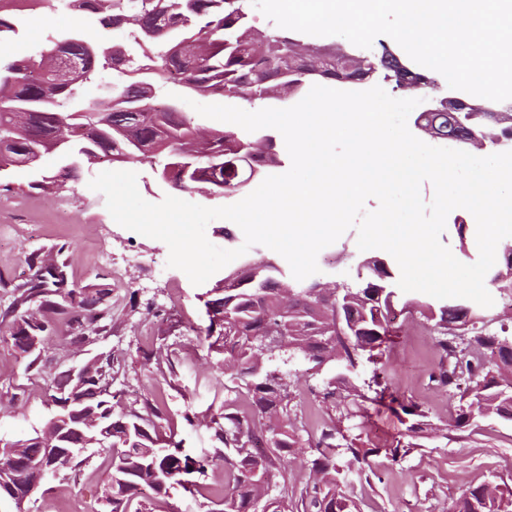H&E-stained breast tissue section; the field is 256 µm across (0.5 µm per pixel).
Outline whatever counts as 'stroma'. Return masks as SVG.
<instances>
[{"mask_svg":"<svg viewBox=\"0 0 512 512\" xmlns=\"http://www.w3.org/2000/svg\"><path fill=\"white\" fill-rule=\"evenodd\" d=\"M24 16L23 33L11 47L20 55L43 49L50 33L91 30L108 46L116 38L90 14H62L37 5ZM113 168L103 157L84 160L80 177L60 189L29 188L16 167L0 171V313L13 303L15 284L32 276L29 255L66 246L70 282L111 289L112 315L105 328L81 346L71 344L66 325H58L44 349L49 366L61 371L97 354H111L127 389L116 398V409L132 404L137 393L157 397L172 421L174 439L185 451L214 454L221 446L206 418L223 411L228 394L223 357L203 340L209 324L204 305L209 286L193 285L183 271L168 267L164 242L114 221L104 195L89 187L91 179ZM364 257L356 229H349L319 252L318 277L343 282L354 276ZM396 322L398 335L375 362L364 363L359 378L379 377L398 394L421 403L432 422L445 427L450 402L428 379L437 363L431 325L407 312L399 313ZM8 334V325L0 323V438L15 440L31 434L48 417L51 377L26 370L16 359ZM160 346L171 351L173 371L162 372L145 362L144 352ZM292 390L299 428L319 434L329 416L317 398L318 381L301 379ZM365 408L367 415L352 437L366 447H389L403 425L386 403L370 400ZM376 464V477L350 486L362 499L363 512H446L449 501L468 487L495 482L512 489V421L485 419L461 438L439 434L400 463L380 456ZM107 482L101 456L91 451L81 463L49 478L47 485L58 512H90L101 502ZM223 482V466L217 463L209 469L203 489L187 481L175 486L167 500H157L145 490L138 501L148 512H212V492Z\"/></svg>","mask_w":512,"mask_h":512,"instance_id":"1","label":"stroma"}]
</instances>
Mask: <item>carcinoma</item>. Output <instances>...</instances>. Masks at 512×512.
Returning a JSON list of instances; mask_svg holds the SVG:
<instances>
[{
	"mask_svg": "<svg viewBox=\"0 0 512 512\" xmlns=\"http://www.w3.org/2000/svg\"><path fill=\"white\" fill-rule=\"evenodd\" d=\"M25 0H0V157H21L31 141L62 144L68 169L57 172L51 182L76 179L90 154L112 155L114 162H148L162 171L176 159L194 162L188 175L173 171L164 184L179 191L193 187L201 178H214L226 185L240 180L236 164L247 153L251 138L230 130L210 136V155L198 156L197 127L191 115L174 100L143 111L144 100L136 91L162 92L169 85L185 93L237 97L249 103L268 99L270 81L293 85L303 94L322 82L352 83L360 80L340 60L312 75L293 70L281 62L282 41L288 33L275 30L255 33L248 25L249 0H69L74 11L111 20L112 29L123 32L129 48L104 47L84 31L52 36L48 53H55L59 67H43L44 53L18 55L6 46L17 35L16 13ZM204 45L208 55L193 60L191 50ZM95 88L109 98V106L96 112L85 105L83 91ZM430 122L450 139L458 136L451 112H434ZM65 247L31 255L35 267L31 279L16 286L9 334L17 358L27 368L40 367L44 344L31 349L29 337L48 339L60 317L71 329L70 339L83 343L96 331L107 313L108 288L78 287L69 283ZM282 267L265 265L258 284L240 281L227 288L211 289L206 301L210 317L207 337H216L209 347L224 355V370L231 385L227 392L245 390L252 413L244 414L232 403L224 405L223 422L214 428L215 440L224 446V488L219 490L222 512H250L255 489L272 486L274 478L288 471L297 449L303 447L291 417L293 396L290 377L299 372L275 371L259 365L256 336L267 341H286L291 349L277 354L283 360L310 365L321 376L319 395L333 414L330 425L317 440H307L312 484L290 503L273 496L269 512H360L349 494L354 479L374 472L373 457L385 453L397 462L431 428L428 411L413 400L390 394L405 419L407 440L386 448H355L346 439L341 423L361 408L364 395L354 385L366 355L379 349L394 335L396 306L418 309L433 323L437 335V366L429 380L453 406L450 426L465 432L480 419L512 420V333L483 329V307L464 298L432 303L401 300L391 261L371 257L358 266L348 287L327 298L310 293L312 279L285 281ZM288 286L296 295L294 304L281 307L280 290ZM485 287L512 308V251L502 255L485 276ZM73 396V408L99 416V425L82 436L67 435L68 448H96L109 470L108 488L112 506L102 512H142L134 506L140 487L152 489L155 497L169 496L173 485L191 472L205 473L210 460H196L167 438L163 413L145 396L137 405L115 412L106 379L76 375L73 381L61 375L55 389ZM37 434L3 441L0 448L19 452L32 460L44 454ZM483 484L469 488L448 507V512H509L499 486L487 491Z\"/></svg>",
	"mask_w": 512,
	"mask_h": 512,
	"instance_id": "obj_1",
	"label": "carcinoma"
}]
</instances>
